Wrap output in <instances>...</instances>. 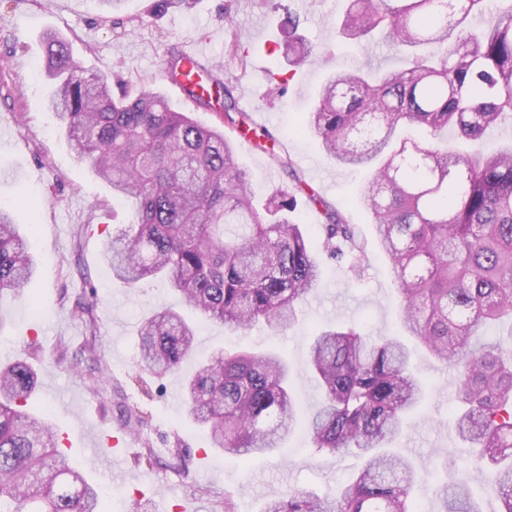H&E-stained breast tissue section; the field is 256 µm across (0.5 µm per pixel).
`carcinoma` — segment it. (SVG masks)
Returning a JSON list of instances; mask_svg holds the SVG:
<instances>
[{
    "instance_id": "1",
    "label": "carcinoma",
    "mask_w": 512,
    "mask_h": 512,
    "mask_svg": "<svg viewBox=\"0 0 512 512\" xmlns=\"http://www.w3.org/2000/svg\"><path fill=\"white\" fill-rule=\"evenodd\" d=\"M195 2L153 0V10L188 11ZM475 14L480 28L470 25ZM299 25L288 15L282 54L292 67L315 53ZM379 33L394 49L415 51L413 64L335 70L307 124L329 160L370 171L363 202L394 273L400 332L455 370L468 464L490 472L499 512H512V357L485 340L512 318V142L471 156L439 141L449 128L475 140L512 121V4L488 12L485 0H346L337 36L361 44ZM43 41L47 111L76 158L132 205L105 249L117 281L165 278L196 314L232 331L259 322L290 328L320 275L315 240L289 217L297 192L323 209L322 248L363 269L354 225L301 179L256 206L236 161L250 125L246 113L230 115L227 85L217 112L235 137L199 125L160 92L132 97L85 70L59 34ZM189 66L172 50L166 78L194 97ZM33 272L14 214L0 209V293H32ZM137 335L150 373L174 372L196 350L195 325L173 307L145 317ZM307 368L322 393L306 425L313 447L365 461L334 497L290 491L262 512H417L413 466L395 452L374 453L403 433L424 399L407 346L327 327L310 344ZM36 379L25 360L0 365V512H103L100 490L70 466L29 404ZM183 402L209 447L234 459L279 447L298 424L288 359L273 349L214 353L185 382ZM434 494L441 512H481L464 474L436 482Z\"/></svg>"
}]
</instances>
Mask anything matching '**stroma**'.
Instances as JSON below:
<instances>
[{"label": "stroma", "instance_id": "35a3bbf8", "mask_svg": "<svg viewBox=\"0 0 512 512\" xmlns=\"http://www.w3.org/2000/svg\"><path fill=\"white\" fill-rule=\"evenodd\" d=\"M198 0L189 11L150 13L151 0H126L119 21L103 16L97 0H0V207L24 224L35 260L33 294L0 293V362L26 359L37 373L36 399L59 433L71 442L72 466L92 475L97 462L86 451L88 427L128 428L138 442L118 458L124 482L99 481L106 512H116L114 495L143 503L141 512H261L271 498L291 490L335 493L361 465L358 457L316 452L302 435L289 437L269 454L227 459L211 450L206 434L187 418L181 396L185 377L215 351L259 347L281 349L292 366L301 420L321 397L307 372L308 344L321 326L362 327L371 336L399 335L394 276L381 253L357 189L362 173L339 168L323 153L307 128L317 91L330 67L370 65L384 70L406 66L409 54L374 42L344 44L335 39L345 0ZM296 13L302 33L321 50L305 66L290 70L277 45L285 39L282 21ZM231 15L234 32L224 29ZM65 37L86 69L130 90L161 88L177 111L207 126L221 125L215 112L184 106L162 78L173 47L201 50L206 60L224 66L223 78L236 102L246 103L255 130L281 138L277 158L252 142L236 146L238 162L249 172L257 200L295 180L310 185L354 225L365 250V270L355 277L346 265L321 258L322 279L300 305L293 327L273 333L259 324L232 333L209 322L198 325L196 354L166 375L138 366L137 329L152 310L180 304L163 280L147 279L126 287L112 277L104 246L125 212L108 183L78 162L52 113L39 75L44 31ZM237 39L245 59L229 47ZM95 303L97 336L94 362L78 369L58 363L57 349L78 351L88 335L72 315L85 300ZM412 367L425 381V400L409 416L395 451L410 458L428 478L415 490L420 512H438L431 480L442 479L443 454L463 467L466 448L455 428L458 384L453 368L412 346Z\"/></svg>", "mask_w": 512, "mask_h": 512}]
</instances>
